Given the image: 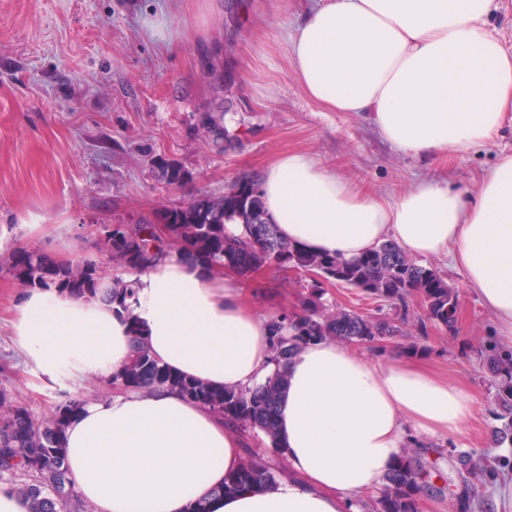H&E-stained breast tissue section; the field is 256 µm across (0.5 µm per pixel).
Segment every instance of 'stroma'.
Masks as SVG:
<instances>
[{"instance_id": "obj_1", "label": "stroma", "mask_w": 512, "mask_h": 512, "mask_svg": "<svg viewBox=\"0 0 512 512\" xmlns=\"http://www.w3.org/2000/svg\"><path fill=\"white\" fill-rule=\"evenodd\" d=\"M310 2L286 0L276 10L272 0H238L232 24L224 0H0V383L35 415L49 413L59 395L33 389L11 343L9 310L24 293L14 260L39 247L101 263L80 225L111 223L116 206L137 212L183 199V190L157 181V158L184 167L204 192H223L240 170L299 150L359 188L392 195L432 181L470 195L512 154V117L487 144L431 157L394 150L369 116L332 112L309 97L288 43ZM209 57L234 77L224 125L242 146L227 154L197 128L198 114L213 107ZM422 263L458 288L457 331L413 318L390 344L422 345L414 362L462 383L474 399L463 435L424 440L420 450L431 489L418 512H448L466 486L490 502L499 487L478 472L460 485L456 454L503 460L512 473V446L493 441V390L477 354L483 337L497 333L493 319L447 256Z\"/></svg>"}]
</instances>
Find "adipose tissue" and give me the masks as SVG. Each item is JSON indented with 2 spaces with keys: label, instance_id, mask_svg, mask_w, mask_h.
<instances>
[{
  "label": "adipose tissue",
  "instance_id": "ef3b65f1",
  "mask_svg": "<svg viewBox=\"0 0 512 512\" xmlns=\"http://www.w3.org/2000/svg\"><path fill=\"white\" fill-rule=\"evenodd\" d=\"M493 0H314L289 42L305 92L334 112L369 114L395 149L457 155L492 141L512 112V52L489 26ZM267 217L303 248L346 258L385 240L414 257L447 254L512 337V155L473 200L421 182L397 196L354 188L304 151L261 173ZM125 303L38 288L15 305L11 339L42 390L78 407L64 436L81 500L96 512H360L413 434L456 436L473 397L392 355L369 360L334 340L277 364L266 318L233 273L172 254L130 276ZM143 337L160 364L215 389L284 372L276 433L286 468L272 485L224 496L246 461L238 430L165 386L88 398Z\"/></svg>",
  "mask_w": 512,
  "mask_h": 512
}]
</instances>
